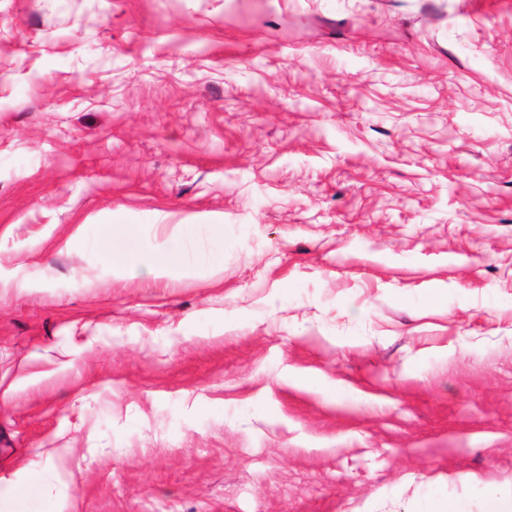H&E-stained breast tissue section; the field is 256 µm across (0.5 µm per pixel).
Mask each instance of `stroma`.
I'll return each instance as SVG.
<instances>
[{"instance_id": "1", "label": "stroma", "mask_w": 512, "mask_h": 512, "mask_svg": "<svg viewBox=\"0 0 512 512\" xmlns=\"http://www.w3.org/2000/svg\"><path fill=\"white\" fill-rule=\"evenodd\" d=\"M1 391L61 512L511 490L512 0H0ZM109 251L127 265L133 266L148 262V253L143 249L140 242L132 236L124 237L119 243L113 240L109 246Z\"/></svg>"}]
</instances>
